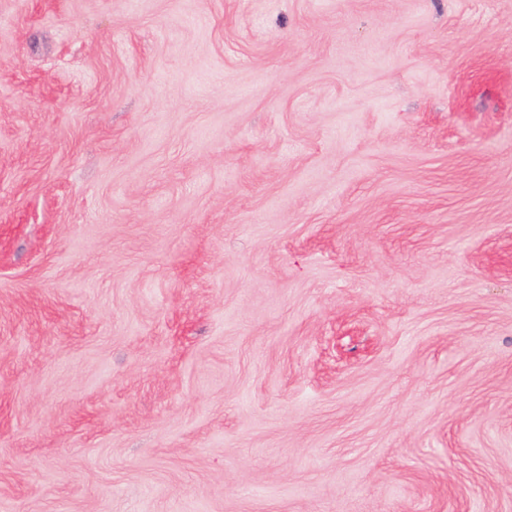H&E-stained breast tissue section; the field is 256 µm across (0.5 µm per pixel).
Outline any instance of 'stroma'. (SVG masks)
I'll return each instance as SVG.
<instances>
[{
  "label": "stroma",
  "instance_id": "obj_1",
  "mask_svg": "<svg viewBox=\"0 0 512 512\" xmlns=\"http://www.w3.org/2000/svg\"><path fill=\"white\" fill-rule=\"evenodd\" d=\"M0 512H512V0H0Z\"/></svg>",
  "mask_w": 512,
  "mask_h": 512
}]
</instances>
